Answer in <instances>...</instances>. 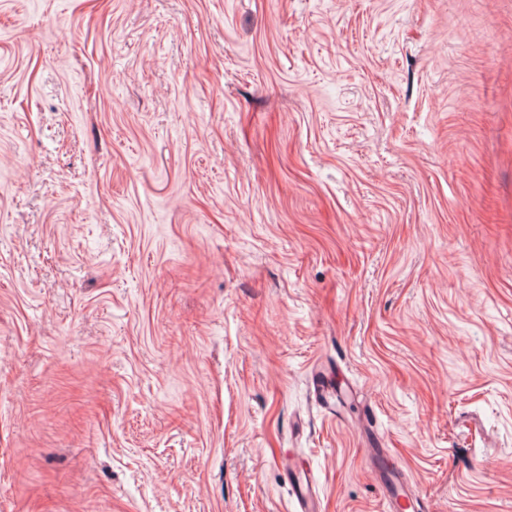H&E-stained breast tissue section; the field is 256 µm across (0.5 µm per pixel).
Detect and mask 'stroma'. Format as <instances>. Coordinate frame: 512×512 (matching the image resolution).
<instances>
[{
	"label": "stroma",
	"instance_id": "1",
	"mask_svg": "<svg viewBox=\"0 0 512 512\" xmlns=\"http://www.w3.org/2000/svg\"><path fill=\"white\" fill-rule=\"evenodd\" d=\"M512 512V0H0V512ZM288 480L292 483L300 512L317 510L318 499L316 480L309 472L298 470L296 466L288 468ZM386 493L387 503L391 511H412L420 509L417 499L409 491L408 487L402 482L399 476L395 475L394 470L387 471ZM418 506V507H417Z\"/></svg>",
	"mask_w": 512,
	"mask_h": 512
}]
</instances>
